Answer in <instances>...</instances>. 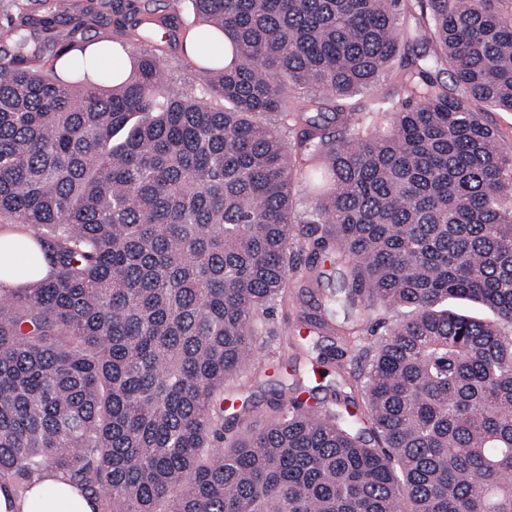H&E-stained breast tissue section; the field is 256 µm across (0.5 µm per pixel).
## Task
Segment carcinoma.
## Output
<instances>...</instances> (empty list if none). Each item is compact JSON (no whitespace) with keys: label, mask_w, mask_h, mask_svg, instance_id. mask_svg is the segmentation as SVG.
<instances>
[{"label":"carcinoma","mask_w":512,"mask_h":512,"mask_svg":"<svg viewBox=\"0 0 512 512\" xmlns=\"http://www.w3.org/2000/svg\"><path fill=\"white\" fill-rule=\"evenodd\" d=\"M193 2L198 53L215 31L231 42V64L196 71L224 110L165 92L154 54L119 84H64L38 65L79 46L94 7L0 0V223L33 229L51 264L0 295V479L56 468L112 512H512V150L475 109L512 112V10ZM404 38L434 54L392 71ZM278 73L312 96L293 105ZM383 78L390 97L341 104ZM321 255L344 286L306 288L311 326L397 319L335 406H307L294 379L226 448L224 382ZM35 259L0 248L13 272Z\"/></svg>","instance_id":"carcinoma-1"}]
</instances>
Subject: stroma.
Here are the masks:
<instances>
[{"mask_svg":"<svg viewBox=\"0 0 512 512\" xmlns=\"http://www.w3.org/2000/svg\"><path fill=\"white\" fill-rule=\"evenodd\" d=\"M137 26L123 33L107 24L112 14V0H102L99 7L104 23L87 28L84 40H120L130 48L129 60L147 53H158L163 67L165 88L212 107H222V100L211 95L203 85L192 81L193 63L182 50L186 30L193 25L192 0H134ZM300 275L289 279L288 297L275 306L267 322V330L259 336L258 350L253 361L224 386V434L234 439L240 430L239 420L249 416L254 420H270L275 407L287 403L288 385L299 380L306 398L313 402L332 404L338 369L317 362L307 351L302 338L313 335L321 347L331 350L344 344L369 346L375 341L370 333L345 336L341 326L317 332L303 322L309 298L301 290Z\"/></svg>","mask_w":512,"mask_h":512,"instance_id":"1","label":"stroma"}]
</instances>
